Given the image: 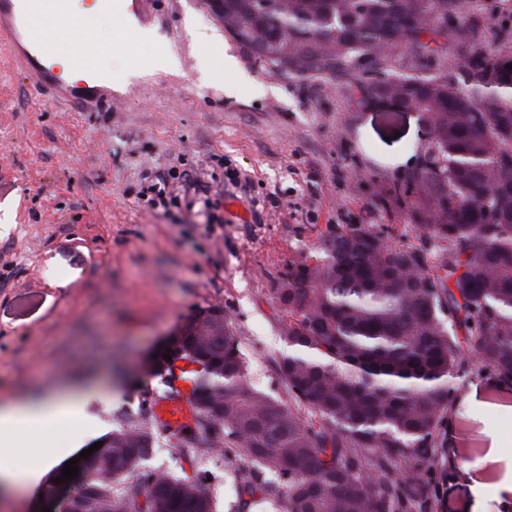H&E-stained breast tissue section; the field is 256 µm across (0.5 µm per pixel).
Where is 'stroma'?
<instances>
[{"label": "stroma", "mask_w": 512, "mask_h": 512, "mask_svg": "<svg viewBox=\"0 0 512 512\" xmlns=\"http://www.w3.org/2000/svg\"><path fill=\"white\" fill-rule=\"evenodd\" d=\"M149 7L153 41L118 17L96 29L107 112L54 102L0 46V398L92 379L102 394L84 412L106 428L164 393L149 356L213 305L261 389L282 396L276 278L332 225L415 241L389 189L430 142L421 113L361 111L336 86L263 73L207 0ZM189 18L247 76L238 97L201 80ZM166 52L178 68L153 70ZM465 362L432 512H512V383Z\"/></svg>", "instance_id": "stroma-1"}]
</instances>
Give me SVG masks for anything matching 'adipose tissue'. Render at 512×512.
<instances>
[{
    "mask_svg": "<svg viewBox=\"0 0 512 512\" xmlns=\"http://www.w3.org/2000/svg\"><path fill=\"white\" fill-rule=\"evenodd\" d=\"M105 13L100 0H72L68 12L52 19L60 43H67L71 32L90 33ZM195 40L205 53L208 77L222 80L227 94H238V83L228 78L237 68L236 61L225 56L221 44L211 35L199 33ZM90 395V390L67 386L0 401V500L5 505L20 504L62 461L61 448L49 440L42 446L40 467L27 466L31 430L66 433L71 449L82 448L91 432L82 416Z\"/></svg>",
    "mask_w": 512,
    "mask_h": 512,
    "instance_id": "adipose-tissue-1",
    "label": "adipose tissue"
}]
</instances>
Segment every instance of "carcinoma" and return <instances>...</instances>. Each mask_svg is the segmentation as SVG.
Segmentation results:
<instances>
[{
	"instance_id": "carcinoma-1",
	"label": "carcinoma",
	"mask_w": 512,
	"mask_h": 512,
	"mask_svg": "<svg viewBox=\"0 0 512 512\" xmlns=\"http://www.w3.org/2000/svg\"><path fill=\"white\" fill-rule=\"evenodd\" d=\"M471 4L224 0L216 17L259 70L335 84L355 103L413 101L435 123L403 179L427 201L419 244L392 242L393 227L336 225L313 264L281 272L286 401L254 387L231 322L199 312L179 375L195 428L173 430L146 406L137 423L115 421L55 512H213L207 471L141 468L162 443L243 454L239 512L270 498L282 512H427L446 477L434 463L464 343L512 380V69L490 58L512 62V26L486 36Z\"/></svg>"
}]
</instances>
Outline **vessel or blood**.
Returning <instances> with one entry per match:
<instances>
[{
  "label": "vessel or blood",
  "instance_id": "obj_1",
  "mask_svg": "<svg viewBox=\"0 0 512 512\" xmlns=\"http://www.w3.org/2000/svg\"><path fill=\"white\" fill-rule=\"evenodd\" d=\"M68 0H0V40L14 49L17 65L30 85L48 90L57 101L74 103L95 111L111 107L112 82L94 64V46L75 53L72 63L83 71L81 81L70 82L57 70L59 44L53 33L38 25L37 17L48 12L65 11ZM161 422L179 428L191 419L185 397L169 398L155 408Z\"/></svg>",
  "mask_w": 512,
  "mask_h": 512
}]
</instances>
